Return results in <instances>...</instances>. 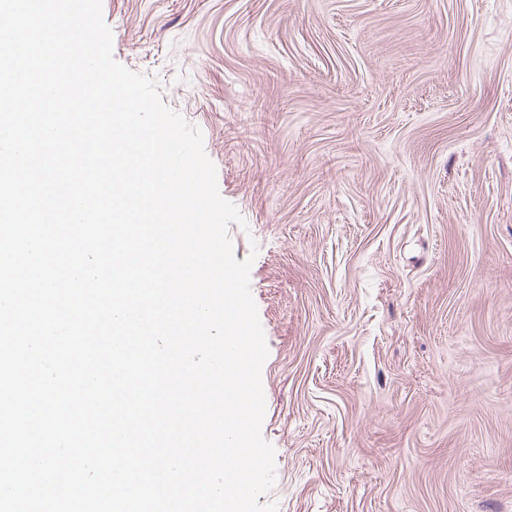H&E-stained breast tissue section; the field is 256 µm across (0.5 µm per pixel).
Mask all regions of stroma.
I'll return each instance as SVG.
<instances>
[{
  "label": "stroma",
  "mask_w": 512,
  "mask_h": 512,
  "mask_svg": "<svg viewBox=\"0 0 512 512\" xmlns=\"http://www.w3.org/2000/svg\"><path fill=\"white\" fill-rule=\"evenodd\" d=\"M203 134L278 512H512V0H102Z\"/></svg>",
  "instance_id": "35a3bbf8"
}]
</instances>
